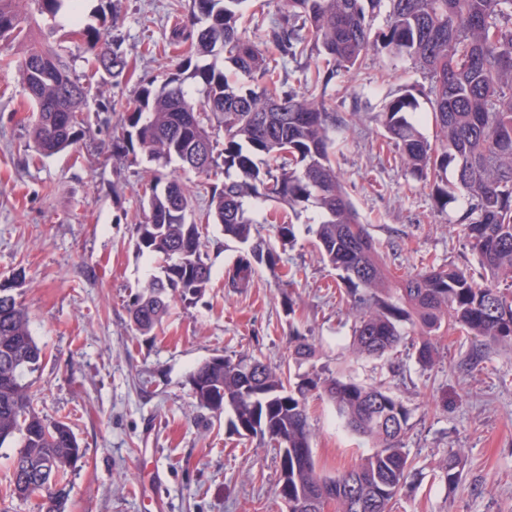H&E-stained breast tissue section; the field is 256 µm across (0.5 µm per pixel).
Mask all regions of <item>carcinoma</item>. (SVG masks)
<instances>
[{
	"mask_svg": "<svg viewBox=\"0 0 512 512\" xmlns=\"http://www.w3.org/2000/svg\"><path fill=\"white\" fill-rule=\"evenodd\" d=\"M66 0H33L39 16H27L18 0H0V64L15 66L36 112L30 130L34 150L50 156L72 146L84 124L89 87L73 72L53 40L55 18ZM246 0H192L190 15L176 20L171 45L199 57L222 56L214 64L178 66L158 86L143 84L134 95L100 104L121 113L112 147L145 155L152 165L144 184L147 210L134 225L135 246L164 260L148 294L129 305L137 330L146 335L168 314L170 302L198 297L211 280L191 192L171 168L173 161L206 179L224 177L212 188L207 218L224 236L250 242L252 226L272 224L282 241L294 238L289 215L313 206L319 220L308 226L319 259L337 272L355 319L353 352L380 359L402 343L404 324L418 327V361L433 363L437 345L450 336H471L482 345H512V0H282L269 21L266 41L283 66H269L261 43L241 25ZM385 14V27L373 31ZM115 18L74 31L85 46V62L116 82L127 61L122 43L107 39ZM39 28L40 39L20 59L8 53L23 25ZM407 57L424 71L429 86L408 89L389 100L376 121L383 144L393 146L405 171L428 187L437 207L463 200L448 223L462 227L482 270L474 276L458 266L423 264L399 275L386 263L336 168L333 134L344 125L316 94L342 70L352 76L367 57ZM322 66L304 78L305 90L288 87L286 63L306 55ZM198 87L195 99L189 84ZM426 99L433 138L416 118ZM224 131V143L216 132ZM455 181H448V167ZM267 201L285 208L264 213ZM272 249L251 245L228 273L226 286L247 288L253 263L274 268ZM28 310L9 288H0V448H14L5 495L41 499L42 512H64L67 470L84 453L71 424L49 420L35 403L30 375L45 354L29 329ZM288 358L300 365L315 346L299 331L288 337ZM199 408L230 409L241 436L257 437L276 450L278 495L288 512H394L401 491L415 476L406 448L409 410L395 394L345 381L330 369L291 373L255 358L213 356L190 375ZM327 397L346 426L373 442L374 451L340 474L317 470L309 424L311 398ZM463 458L451 452L442 468L454 485Z\"/></svg>",
	"mask_w": 512,
	"mask_h": 512,
	"instance_id": "obj_1",
	"label": "carcinoma"
}]
</instances>
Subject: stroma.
<instances>
[{
  "mask_svg": "<svg viewBox=\"0 0 512 512\" xmlns=\"http://www.w3.org/2000/svg\"><path fill=\"white\" fill-rule=\"evenodd\" d=\"M81 3L90 24L97 11L116 12L112 33L122 41L128 72L117 84L88 71L82 43L69 36L68 15L56 17L57 37L91 88L83 131L71 148L35 158L34 114L16 69L0 67V286L13 287L45 352L35 375L38 408L71 421L85 450L69 470L65 512H153L156 493L167 512H286L274 449L239 436L230 412L200 411L189 377L216 354H247L278 366L295 329L315 345L316 367L383 387L409 407L406 446L419 476L400 495L397 512H512V347L480 350L473 338L452 336L425 367L411 331L389 357H356L353 317L336 296V272L320 261L307 232L318 221L315 208L294 219L295 240L285 246L271 225L255 227L283 264L300 268L293 288L283 290L265 265L257 266L249 288L226 287V273L245 247L213 224L202 247L209 288L192 301H174L152 335H139L128 304L162 265L134 244L149 165L113 154L120 116L98 104L162 82L185 59V51L166 42L191 0ZM427 84L412 60L383 55L371 56L356 77H336L322 95L347 119L336 136V166L392 267L414 270L433 259L474 270L477 259L461 226L438 213L430 189L407 176L393 151L378 149L377 113L406 89ZM309 423L323 475L373 450L328 400L310 401ZM452 451L465 467L451 486L439 468Z\"/></svg>",
  "mask_w": 512,
  "mask_h": 512,
  "instance_id": "35a3bbf8",
  "label": "stroma"
}]
</instances>
